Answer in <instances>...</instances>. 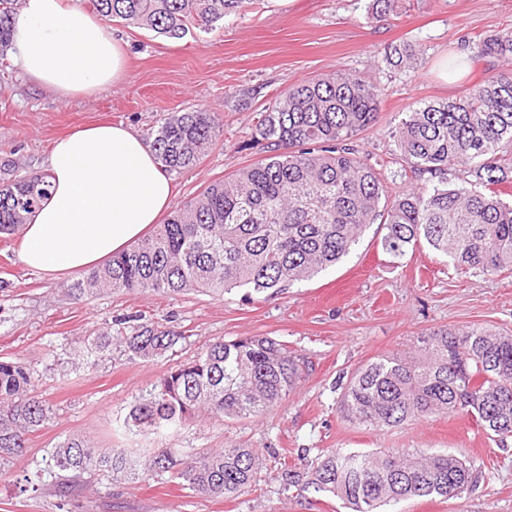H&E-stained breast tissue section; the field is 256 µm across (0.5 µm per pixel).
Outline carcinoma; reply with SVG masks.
<instances>
[{
    "label": "carcinoma",
    "instance_id": "1",
    "mask_svg": "<svg viewBox=\"0 0 512 512\" xmlns=\"http://www.w3.org/2000/svg\"><path fill=\"white\" fill-rule=\"evenodd\" d=\"M102 17L167 38L207 30L246 0H93ZM24 0H0V60L14 42ZM476 54L512 56V30L478 38ZM380 92L356 75L307 78L269 102L252 139L267 156L215 182L173 210L150 236L68 285L77 297L100 290L215 294L248 287L282 292L347 256L368 224L386 229L381 243L400 257L424 240L463 272L512 270V203L493 187L512 178V72H500L452 100L413 105L395 130L401 159L418 176L467 166V185L440 180L389 197L376 167L360 157L359 135L377 122ZM214 113L199 108L162 118L147 142L164 170L195 166L216 145ZM44 174L0 179V235H12L48 195ZM185 339L173 328L139 325L112 344L130 361L151 360ZM412 359L386 356L350 379L340 408L351 422L395 427L430 415L466 413L485 433L512 438V335L481 326L437 329L417 338ZM302 375L284 344L269 336L214 340L160 375L132 405L124 426L155 433L205 416L260 417L295 389ZM19 361H0V460L23 454L29 436L50 419ZM48 474L135 478L167 473L191 491L231 496L252 487L260 468L251 448L177 452L149 448L143 459L70 435L45 457ZM286 486L303 482L350 506L379 512L401 500L445 499L470 488L474 472L450 453L407 458L394 452L330 450L307 472L282 467Z\"/></svg>",
    "mask_w": 512,
    "mask_h": 512
}]
</instances>
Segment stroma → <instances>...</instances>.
<instances>
[{
  "instance_id": "1",
  "label": "stroma",
  "mask_w": 512,
  "mask_h": 512,
  "mask_svg": "<svg viewBox=\"0 0 512 512\" xmlns=\"http://www.w3.org/2000/svg\"><path fill=\"white\" fill-rule=\"evenodd\" d=\"M368 3L247 0L212 30L193 28L180 39L111 21L109 31L127 44V81L65 101L8 62L0 66V165L16 176L42 172L53 142L77 127L123 123L145 136L168 113L205 107L216 116L218 141L196 167L172 174L177 206L263 159L252 130L271 99L304 79L341 71L381 92L379 121L358 144L384 174L390 195L431 184L401 161L393 132L413 103L454 99L512 70V58L474 53L477 36L512 29V0H396L382 21L371 17ZM403 43L414 46L416 68L386 64L385 52ZM451 57L465 65L449 82L442 65ZM383 234L381 225H371L336 266L278 295L235 288L80 299L68 289L76 274L45 278L21 263L20 235L0 238V360L22 361L34 391L52 408L24 455L0 464V512H348L333 496L281 481V465L311 468L331 448L406 456L445 451L469 462L477 476L456 498L415 497L389 512H512V438L489 439L463 413L365 427L339 410L353 371L381 357L413 355L423 332L478 325L512 333V276L456 271L425 243L395 257L383 249ZM128 317L178 327L185 338L152 361H129L111 345L95 354L92 368L82 367V342L115 333ZM245 336L276 338L306 364L279 406L216 425L200 418L164 435L124 430L132 402L160 374L209 341ZM73 434L101 448H251L262 461L259 486L239 496H199L168 475L149 473L132 485L94 480L64 493L35 472L57 441Z\"/></svg>"
}]
</instances>
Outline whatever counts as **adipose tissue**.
<instances>
[{
    "label": "adipose tissue",
    "instance_id": "adipose-tissue-1",
    "mask_svg": "<svg viewBox=\"0 0 512 512\" xmlns=\"http://www.w3.org/2000/svg\"><path fill=\"white\" fill-rule=\"evenodd\" d=\"M13 57L35 84L64 100L128 78L123 41L103 21L62 0H25ZM51 190L22 228L20 259L54 278L102 264L143 238L172 202L174 186L130 126L95 125L57 139Z\"/></svg>",
    "mask_w": 512,
    "mask_h": 512
}]
</instances>
